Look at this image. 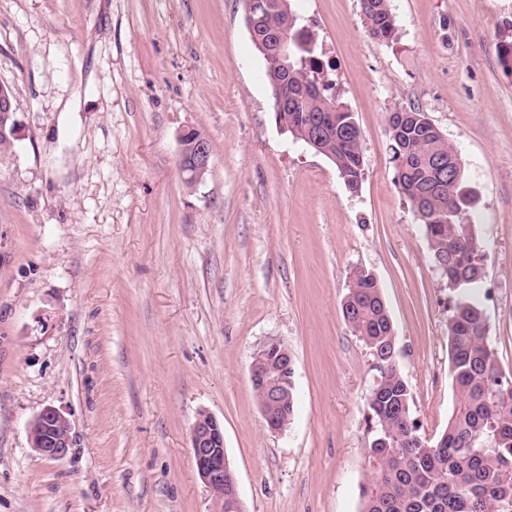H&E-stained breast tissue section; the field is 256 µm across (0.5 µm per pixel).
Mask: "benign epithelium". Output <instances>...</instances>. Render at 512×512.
<instances>
[{
    "instance_id": "obj_1",
    "label": "benign epithelium",
    "mask_w": 512,
    "mask_h": 512,
    "mask_svg": "<svg viewBox=\"0 0 512 512\" xmlns=\"http://www.w3.org/2000/svg\"><path fill=\"white\" fill-rule=\"evenodd\" d=\"M184 141L182 133L179 136L180 168L196 174L208 171L212 155L208 141L198 138L189 152L185 150ZM272 346L277 347L279 343L271 342L253 355L250 381L255 385L257 405L266 425L281 432L286 429L287 421L278 418L277 409L284 393L288 392V369L291 368L288 360L292 355L287 347L279 346L278 361L274 364L266 358ZM27 435L30 446L50 458L65 456L72 445L70 421L52 406L42 409L28 423ZM190 442L197 472L218 506L216 512H224L225 492L238 496L237 478L230 470L224 447V427L214 416L201 413L191 427Z\"/></svg>"
}]
</instances>
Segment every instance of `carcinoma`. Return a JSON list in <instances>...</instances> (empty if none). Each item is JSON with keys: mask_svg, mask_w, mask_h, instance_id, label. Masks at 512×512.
Listing matches in <instances>:
<instances>
[{"mask_svg": "<svg viewBox=\"0 0 512 512\" xmlns=\"http://www.w3.org/2000/svg\"><path fill=\"white\" fill-rule=\"evenodd\" d=\"M253 2L248 30L266 63L273 112L294 140L333 163L348 192H357L364 176L361 132L334 92L332 68L292 8L282 0ZM360 8L371 37H395L389 0H360ZM285 29L291 34L286 68L271 55ZM387 125L395 182L424 227L433 267L448 291L470 296L448 307L454 404L444 432L430 439L420 433L412 389L390 355L396 334L377 280L364 269L348 289L343 318L377 371L366 401L370 469L360 486V512H512V372L500 367L478 301L482 245L473 225L461 220L476 195L455 147L426 113L396 110ZM296 401L290 381L279 416L292 419Z\"/></svg>", "mask_w": 512, "mask_h": 512, "instance_id": "obj_1", "label": "carcinoma"}]
</instances>
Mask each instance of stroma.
Masks as SVG:
<instances>
[{
    "label": "stroma",
    "instance_id": "35a3bbf8",
    "mask_svg": "<svg viewBox=\"0 0 512 512\" xmlns=\"http://www.w3.org/2000/svg\"><path fill=\"white\" fill-rule=\"evenodd\" d=\"M361 131L346 191L276 125L244 0H0V82L17 141L0 155V512H212L190 448L224 427L243 512H359L374 359L345 324L352 267L382 287L423 435L452 412L449 292L395 183L387 114L417 109L457 149L484 250L479 301L512 371V0H293ZM212 145L186 186L179 134ZM294 359L298 402L270 431L255 352ZM52 406L72 446L26 425ZM360 8L368 34L377 40H392L397 31L396 17L389 0H360ZM31 448L50 458L63 457L72 445L68 418L52 406L42 409L27 425Z\"/></svg>",
    "mask_w": 512,
    "mask_h": 512
}]
</instances>
